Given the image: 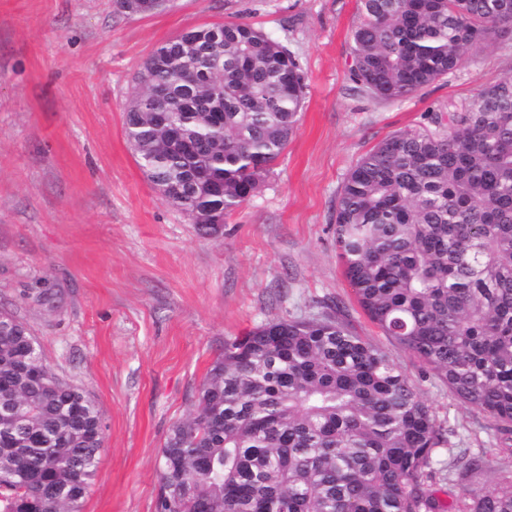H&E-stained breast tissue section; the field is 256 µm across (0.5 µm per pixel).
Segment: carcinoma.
Masks as SVG:
<instances>
[{"label":"carcinoma","mask_w":512,"mask_h":512,"mask_svg":"<svg viewBox=\"0 0 512 512\" xmlns=\"http://www.w3.org/2000/svg\"><path fill=\"white\" fill-rule=\"evenodd\" d=\"M512 26V0H359L351 76L404 100ZM224 72L207 26L191 65L172 38L140 75L167 83L125 114L148 180L191 221L229 215L299 121L304 81L279 42L225 23ZM224 112V123L209 114ZM362 156L338 194L343 273L370 320L512 434V77ZM200 172L224 195L198 190ZM448 429L414 383L339 316L273 320L224 342L196 414L172 425L155 512H512V474L465 484L483 457L439 466ZM103 448L95 402L54 374L29 327L0 311V512H80ZM437 479L457 489L444 505Z\"/></svg>","instance_id":"1"}]
</instances>
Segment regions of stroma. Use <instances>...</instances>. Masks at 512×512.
Instances as JSON below:
<instances>
[{
    "label": "stroma",
    "instance_id": "35a3bbf8",
    "mask_svg": "<svg viewBox=\"0 0 512 512\" xmlns=\"http://www.w3.org/2000/svg\"><path fill=\"white\" fill-rule=\"evenodd\" d=\"M356 16L357 0H172L145 16L114 0H0V309L30 326L46 364L100 411L104 450L81 512H154L160 450L194 414L225 340L332 311L389 355L447 427L438 460L482 455L488 468L471 484L485 490L512 471V435L367 317L334 235L360 157L512 77V34L409 99L381 102L351 77ZM237 21L288 48L305 96L257 192L206 237L148 181L124 117L155 49Z\"/></svg>",
    "mask_w": 512,
    "mask_h": 512
}]
</instances>
